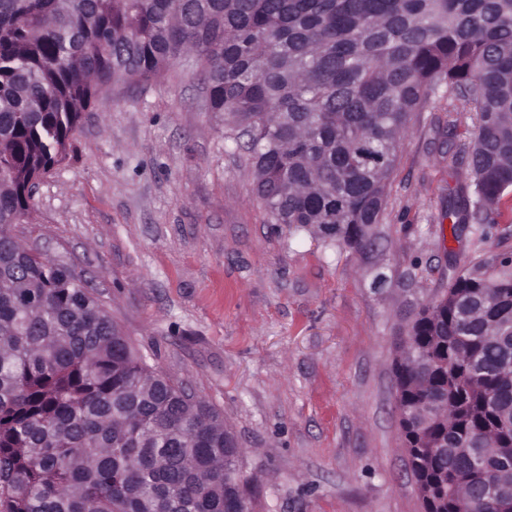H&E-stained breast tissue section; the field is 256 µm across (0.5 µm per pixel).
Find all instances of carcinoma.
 Segmentation results:
<instances>
[{
    "instance_id": "obj_1",
    "label": "carcinoma",
    "mask_w": 512,
    "mask_h": 512,
    "mask_svg": "<svg viewBox=\"0 0 512 512\" xmlns=\"http://www.w3.org/2000/svg\"><path fill=\"white\" fill-rule=\"evenodd\" d=\"M197 58L273 224L364 251L402 140L440 89L474 113L453 225L512 194V0H0V512H253L224 418L184 405L70 270L7 233L105 87ZM512 263L422 302L393 363L428 512H512Z\"/></svg>"
}]
</instances>
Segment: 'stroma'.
<instances>
[{
	"mask_svg": "<svg viewBox=\"0 0 512 512\" xmlns=\"http://www.w3.org/2000/svg\"><path fill=\"white\" fill-rule=\"evenodd\" d=\"M446 93L403 141L362 254L271 223L243 151L210 111L195 57L114 86L19 235L69 265L155 370L214 405L254 512H422L391 371L414 305L453 263L512 255V198L488 239L453 228L464 179Z\"/></svg>",
	"mask_w": 512,
	"mask_h": 512,
	"instance_id": "35a3bbf8",
	"label": "stroma"
}]
</instances>
